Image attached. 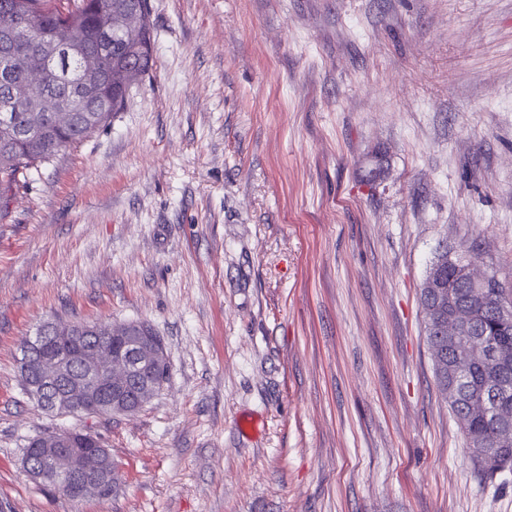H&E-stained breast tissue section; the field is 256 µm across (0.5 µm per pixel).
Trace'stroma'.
<instances>
[{
  "label": "stroma",
  "mask_w": 512,
  "mask_h": 512,
  "mask_svg": "<svg viewBox=\"0 0 512 512\" xmlns=\"http://www.w3.org/2000/svg\"><path fill=\"white\" fill-rule=\"evenodd\" d=\"M154 70L0 213V512H512L437 387L440 250L512 289V0H148ZM149 323L128 416L20 383L49 318ZM99 434L112 497L31 482Z\"/></svg>",
  "instance_id": "35a3bbf8"
}]
</instances>
